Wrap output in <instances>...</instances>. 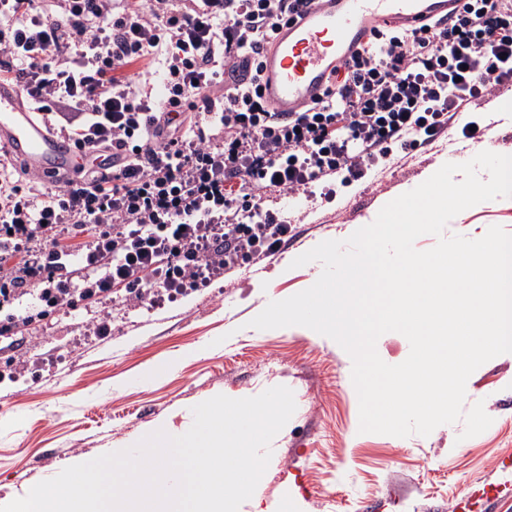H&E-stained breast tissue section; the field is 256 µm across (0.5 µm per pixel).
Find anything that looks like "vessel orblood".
<instances>
[{"mask_svg":"<svg viewBox=\"0 0 512 512\" xmlns=\"http://www.w3.org/2000/svg\"><path fill=\"white\" fill-rule=\"evenodd\" d=\"M450 0H314L301 20L280 27L263 59L261 93L277 112L323 97L331 70L367 38L371 24L416 27L446 18ZM21 88L0 82V149L23 169L55 182L79 167L78 152L36 117Z\"/></svg>","mask_w":512,"mask_h":512,"instance_id":"vessel-or-blood-1","label":"vessel or blood"}]
</instances>
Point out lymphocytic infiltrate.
<instances>
[{
  "label": "lymphocytic infiltrate",
  "instance_id": "obj_1",
  "mask_svg": "<svg viewBox=\"0 0 512 512\" xmlns=\"http://www.w3.org/2000/svg\"><path fill=\"white\" fill-rule=\"evenodd\" d=\"M310 2L0 0V76L86 160L52 190L11 179L0 151V308L30 287L53 311L117 285L125 304L154 302L272 256L291 226L266 191L333 199L328 179L417 150L512 80V0H466L408 32L371 25L325 99L280 115L263 56ZM155 58L161 100L123 72Z\"/></svg>",
  "mask_w": 512,
  "mask_h": 512
}]
</instances>
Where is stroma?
Returning a JSON list of instances; mask_svg holds the SVG:
<instances>
[{"label": "stroma", "mask_w": 512, "mask_h": 512, "mask_svg": "<svg viewBox=\"0 0 512 512\" xmlns=\"http://www.w3.org/2000/svg\"><path fill=\"white\" fill-rule=\"evenodd\" d=\"M512 84L464 112L477 128L446 130L448 149L430 143L397 153L368 183L340 189L334 201L269 193L265 205L293 220L279 251L243 263L207 286L157 304L129 306L115 298L37 318L43 305L28 294L9 307L22 324L0 338V504L56 476L78 457L94 458L155 423L179 432L210 396L259 395L289 387L296 411L271 443L261 479L263 512H455L473 498V512H512V493L474 498V491L512 479L501 467L512 456V354L481 365L468 379L466 405L483 402L492 417L483 433L461 439L463 422L430 435L399 438L359 430L352 360L332 339L301 326L257 330L249 322L272 301L310 287L322 265L293 260L346 231L443 164L467 160L482 145L512 149ZM498 225L512 234V208L490 205L459 213L446 235H484ZM107 318L110 331L92 327Z\"/></svg>", "instance_id": "35a3bbf8"}]
</instances>
